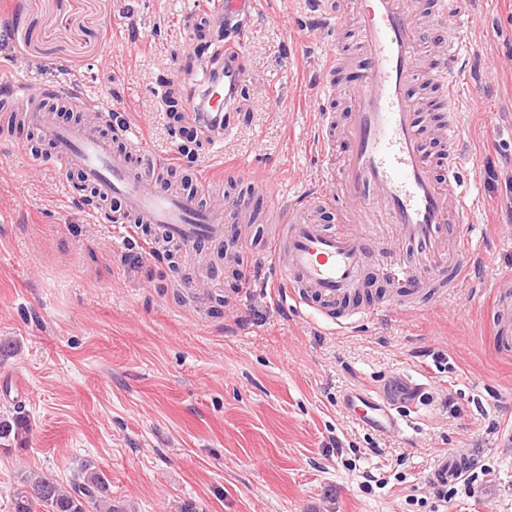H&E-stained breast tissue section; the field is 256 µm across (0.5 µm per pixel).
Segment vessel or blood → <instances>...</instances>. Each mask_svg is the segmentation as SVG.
<instances>
[{"mask_svg": "<svg viewBox=\"0 0 512 512\" xmlns=\"http://www.w3.org/2000/svg\"><path fill=\"white\" fill-rule=\"evenodd\" d=\"M357 20L362 47L357 78L348 86L349 107L342 132L347 151L340 167L322 165L314 185L292 197L274 202L271 214L277 230L264 244L262 254L273 267L276 281L289 291L296 304L315 298L322 316L356 292L373 253L370 236L353 232L380 212L393 224L401 244L415 253L417 261L405 266H385L388 278L421 287L419 262L439 252L451 225L469 223L476 202L459 179L468 162L458 131L455 102L461 90L460 54L467 42L456 27L459 0H434L430 20L417 21L418 0H349ZM257 8V0H213L211 11L224 31V57L232 66L225 80H210L202 92L203 103L214 115L230 112L244 84V73L234 61L244 49V32ZM437 48L430 66H422L424 46ZM339 62L328 55L317 72L320 96H330L338 87ZM434 90L440 109L446 110L442 127L448 177L436 178L431 164V145L421 133L420 105L414 85ZM54 96L60 107L78 106L90 111L77 95L33 88L24 84L0 88V105L17 116L19 123L37 126L63 167L77 170L95 196L104 202L120 199L119 211L106 215L111 224L152 230L159 242L179 246L197 259L199 276L212 269L228 224L248 207L239 197L231 205L211 207L202 194L209 181L192 175L188 188L174 191L165 180L173 163H157L131 136L126 126H117L112 136H103L95 123H66L56 111L44 109L42 100ZM341 200L349 228L330 231L315 223L312 215ZM212 252L202 253V244ZM474 250L471 239L457 244L456 287L468 281V258ZM493 341L512 349V296H496ZM343 406L361 423L385 421L396 428L392 405L386 398L362 391L348 393Z\"/></svg>", "mask_w": 512, "mask_h": 512, "instance_id": "obj_1", "label": "vessel or blood"}]
</instances>
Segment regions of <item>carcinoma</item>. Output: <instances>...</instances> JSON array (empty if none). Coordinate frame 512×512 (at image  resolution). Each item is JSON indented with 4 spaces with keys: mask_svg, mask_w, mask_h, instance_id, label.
Instances as JSON below:
<instances>
[{
    "mask_svg": "<svg viewBox=\"0 0 512 512\" xmlns=\"http://www.w3.org/2000/svg\"><path fill=\"white\" fill-rule=\"evenodd\" d=\"M28 415L18 406L0 414V447L9 453L28 443ZM10 512H119L112 506L107 479L92 460L80 463L76 479L62 485L51 474L22 473L10 500Z\"/></svg>",
    "mask_w": 512,
    "mask_h": 512,
    "instance_id": "1",
    "label": "carcinoma"
}]
</instances>
